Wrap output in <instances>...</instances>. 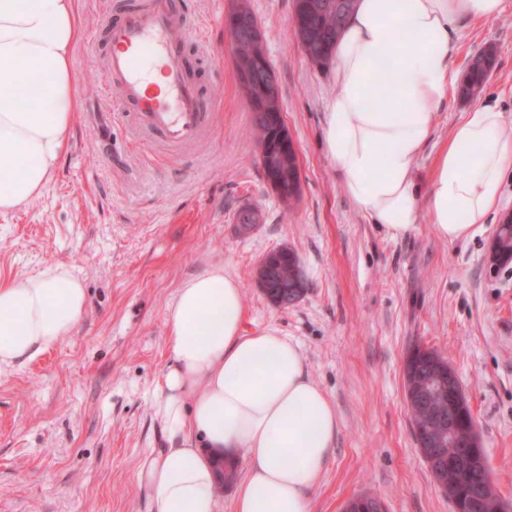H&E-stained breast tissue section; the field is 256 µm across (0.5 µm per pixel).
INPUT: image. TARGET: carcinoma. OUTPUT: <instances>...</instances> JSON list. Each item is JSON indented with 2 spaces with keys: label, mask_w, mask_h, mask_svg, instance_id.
I'll return each mask as SVG.
<instances>
[{
  "label": "carcinoma",
  "mask_w": 512,
  "mask_h": 512,
  "mask_svg": "<svg viewBox=\"0 0 512 512\" xmlns=\"http://www.w3.org/2000/svg\"><path fill=\"white\" fill-rule=\"evenodd\" d=\"M355 0H294L295 15L294 34L309 59L323 67L329 63L336 39L343 29L346 20L354 9ZM246 19L245 24L230 31L235 51L236 70L253 67L251 83L241 85L247 101L250 115V133L258 143H264L271 153H276L278 136L287 128L280 125L281 94H266L267 69L270 65L253 63L252 31L258 27L256 17L248 5L238 4ZM496 65V53L491 47L485 48L470 58L459 86V94L463 98L478 95L485 87L488 78ZM500 256L497 265L506 266L512 262V229L504 227L498 235ZM291 251L279 254L275 261L274 271L269 278L260 283L267 299L275 306H283L285 294L283 285L292 280L299 271L300 263L290 258ZM435 370L441 373L443 380H448V361L432 349L415 345L408 350L404 362L405 395L422 387L421 379L414 371ZM413 420V433L416 444L427 447L430 434L437 430L436 415L448 411V390L432 396L426 405L408 404ZM459 425L457 443L444 447V455L461 458L471 430V409L467 398H462L458 409ZM434 482L443 494L452 496L456 512H469V492L475 480V473L467 466H460L456 472V484L448 490V475L432 473ZM504 504L500 499L494 482L484 484L481 512H503ZM346 512H383L380 501L370 495L352 499L346 505Z\"/></svg>",
  "instance_id": "1"
}]
</instances>
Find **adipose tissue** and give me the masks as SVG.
<instances>
[{
    "instance_id": "ef3b65f1",
    "label": "adipose tissue",
    "mask_w": 512,
    "mask_h": 512,
    "mask_svg": "<svg viewBox=\"0 0 512 512\" xmlns=\"http://www.w3.org/2000/svg\"><path fill=\"white\" fill-rule=\"evenodd\" d=\"M503 8L357 0L331 57L337 90L323 145L349 199L387 236L414 232L424 208L439 240L464 241L497 205L512 128L489 102L454 125L426 182L415 165L459 80L456 25ZM78 25L76 0H0V214L41 196L69 143ZM379 85L389 90L382 109L369 102ZM86 309L83 281L64 264L0 281V371L56 347ZM166 327L171 361L152 406L165 445L139 472L155 512H218L222 461L245 464L234 512H310L339 421L298 345L274 328L246 331L241 290L220 266L181 284Z\"/></svg>"
}]
</instances>
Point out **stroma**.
Here are the masks:
<instances>
[{"label": "stroma", "mask_w": 512, "mask_h": 512, "mask_svg": "<svg viewBox=\"0 0 512 512\" xmlns=\"http://www.w3.org/2000/svg\"><path fill=\"white\" fill-rule=\"evenodd\" d=\"M122 2L77 0L79 109L69 147L41 197L0 215V280L64 264L88 296L70 336L0 374V512H153L138 469L162 441L152 404L170 354L166 310L184 280L217 265L239 283L247 329L275 328L295 341L336 406V446L310 512H344L363 493L387 512H454L413 436L403 365L414 345L437 351L458 375L491 477L512 507V264L488 262L512 214V168L474 237L439 241L424 209L418 231L387 237L348 198L324 153L336 80L297 42L293 0H248L299 159L301 194L285 205L248 134L224 27L234 0H175L194 23L182 43L206 106L200 138L177 148L146 133L109 82L100 50ZM489 46L497 63L482 95L512 125V0L494 21L460 23L453 70L464 72ZM470 106L454 89L436 109L419 180ZM245 206L262 216L248 234L236 223ZM284 247L298 256L307 292L282 308L256 270Z\"/></svg>", "instance_id": "obj_1"}]
</instances>
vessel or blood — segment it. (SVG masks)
I'll use <instances>...</instances> for the list:
<instances>
[{"mask_svg":"<svg viewBox=\"0 0 512 512\" xmlns=\"http://www.w3.org/2000/svg\"><path fill=\"white\" fill-rule=\"evenodd\" d=\"M193 31L189 18L177 16L171 0H147L110 17L105 53L112 85L126 108L139 113L149 131L170 146L194 142L205 125V106L197 86L186 76L189 60L179 50L176 28ZM165 78L163 95L148 88L153 71Z\"/></svg>","mask_w":512,"mask_h":512,"instance_id":"obj_1","label":"vessel or blood"}]
</instances>
